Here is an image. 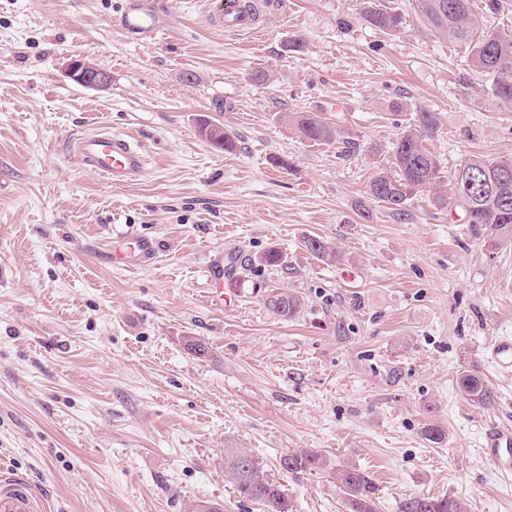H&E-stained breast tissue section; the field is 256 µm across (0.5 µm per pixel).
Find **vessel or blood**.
<instances>
[{"instance_id":"vessel-or-blood-1","label":"vessel or blood","mask_w":512,"mask_h":512,"mask_svg":"<svg viewBox=\"0 0 512 512\" xmlns=\"http://www.w3.org/2000/svg\"><path fill=\"white\" fill-rule=\"evenodd\" d=\"M267 7L266 0H250L245 9L241 8L239 0H225L223 8L208 12L205 21L220 31L250 33ZM114 23L127 39L143 43L156 41L164 28L162 15L152 0H120ZM71 148L81 166L114 185L136 180L145 168L141 149L124 135L108 131L87 133L75 138ZM488 357L499 369L511 372L512 338L496 341L489 348ZM484 452L500 472L511 474L512 427H490L484 436ZM40 507V502L24 483L9 480L0 487V512H39Z\"/></svg>"}]
</instances>
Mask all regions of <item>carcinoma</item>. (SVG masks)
Listing matches in <instances>:
<instances>
[{"mask_svg":"<svg viewBox=\"0 0 512 512\" xmlns=\"http://www.w3.org/2000/svg\"><path fill=\"white\" fill-rule=\"evenodd\" d=\"M415 2L423 25L448 39L450 44L467 46L470 70L493 77L496 97L511 104L512 38L479 34L482 22L472 12L470 0ZM362 4V18L386 34L403 24L402 13L385 5L384 0H362ZM286 119L290 130L308 142L330 144L339 136V131L317 112H291ZM435 125L432 113H416L415 122L399 134L389 166L380 169L369 182L367 194L372 202L402 215L414 194L428 191L443 181L440 163L424 145ZM199 129L207 131V141L214 148L227 152L236 148L235 140L223 127L203 119ZM506 166L512 168V161L472 156L461 162L453 174V195L437 192L431 203L446 208L451 202L462 210L466 223L485 224L499 239H509L512 237V175L507 182L500 181ZM304 247L322 261L336 260V253L317 237L305 239ZM265 305L274 315L288 319L298 312L302 302L295 294L277 288L267 293ZM458 389L475 402L491 401L488 387L470 371L460 373ZM328 466L322 455L313 451L285 453L279 459V467L292 474ZM224 468L241 498L262 506L263 512H292L284 486L270 478L248 452L225 449ZM333 475L347 495L348 512H375L378 488L368 474L357 467L342 466L334 468ZM400 512H464V507L452 496L418 495L406 499Z\"/></svg>","mask_w":512,"mask_h":512,"instance_id":"obj_1","label":"carcinoma"}]
</instances>
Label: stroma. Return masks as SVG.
I'll return each instance as SVG.
<instances>
[{
	"label": "stroma",
	"instance_id": "stroma-1",
	"mask_svg": "<svg viewBox=\"0 0 512 512\" xmlns=\"http://www.w3.org/2000/svg\"><path fill=\"white\" fill-rule=\"evenodd\" d=\"M219 2L154 0L168 27L139 44L114 26L117 0H0V477L26 481L42 512H258L225 473L242 448L294 512H348L329 472L278 467L315 450L372 477L376 512L423 494L512 512V475L482 455L491 425L512 426V373L486 352L512 336V241L424 192L402 216L366 194L420 111L436 116L425 145L444 193L462 160L512 159V104L415 0H387L405 18L389 35L361 0H272L258 37L210 28ZM75 56L110 84L70 79ZM297 111L343 142L300 140L284 120ZM202 115L234 151L198 134ZM104 129L141 147L140 180L108 184L72 157V138ZM129 233L154 246L137 265L112 258ZM311 236L336 261L311 256ZM272 248L286 268L253 266V288L224 280L230 303L205 302L228 256ZM269 286L300 313L268 311ZM465 370L490 403L460 393ZM434 423L445 442L424 438Z\"/></svg>",
	"mask_w": 512,
	"mask_h": 512
}]
</instances>
